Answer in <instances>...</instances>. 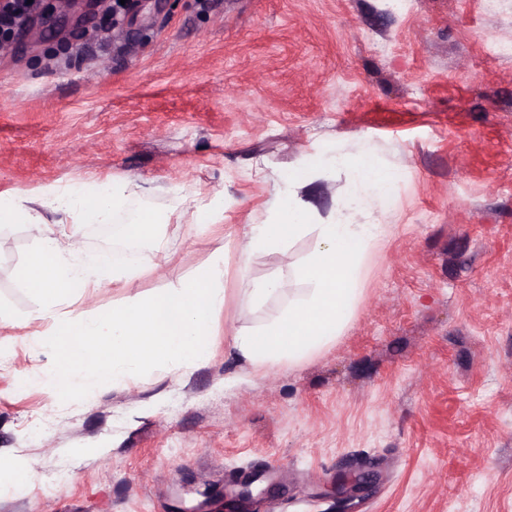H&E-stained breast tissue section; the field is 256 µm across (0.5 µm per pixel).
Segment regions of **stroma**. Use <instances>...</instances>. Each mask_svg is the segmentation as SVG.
Returning <instances> with one entry per match:
<instances>
[{"instance_id":"obj_1","label":"stroma","mask_w":512,"mask_h":512,"mask_svg":"<svg viewBox=\"0 0 512 512\" xmlns=\"http://www.w3.org/2000/svg\"><path fill=\"white\" fill-rule=\"evenodd\" d=\"M76 51L36 27L0 56V197L37 224L0 223V463L28 478L0 512H328L335 490L370 512H512V0H138L125 24ZM371 154L387 195L350 210L340 156ZM303 176L311 221L377 223L346 328L261 370L231 348L305 299L312 234L237 257ZM127 184L112 220L164 216L131 279L71 284L43 305L22 268L49 233L89 227L50 196ZM224 197L201 231L193 211ZM224 261L207 357L61 402L41 344L181 287ZM289 290L250 307L253 284ZM251 483L252 497L237 492Z\"/></svg>"}]
</instances>
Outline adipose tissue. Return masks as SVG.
I'll list each match as a JSON object with an SVG mask.
<instances>
[{
	"instance_id": "adipose-tissue-1",
	"label": "adipose tissue",
	"mask_w": 512,
	"mask_h": 512,
	"mask_svg": "<svg viewBox=\"0 0 512 512\" xmlns=\"http://www.w3.org/2000/svg\"><path fill=\"white\" fill-rule=\"evenodd\" d=\"M348 170L356 206L369 207L388 186L387 177L378 174L369 159L357 160ZM273 209L275 223L252 226L250 247L239 253L238 267L247 269L251 251L277 248L282 242L280 227H287L293 235L309 231L312 247L301 274L313 290L309 298L289 306L286 313L261 328L242 327L234 332L232 348L258 367L300 359L341 332L358 292L355 259L378 234L377 224H352L342 213L325 224L311 223L307 204L291 185L279 190ZM78 256L75 232L48 237L23 271V281L46 304L54 302L64 286L91 278L107 281L106 265L89 268Z\"/></svg>"
}]
</instances>
